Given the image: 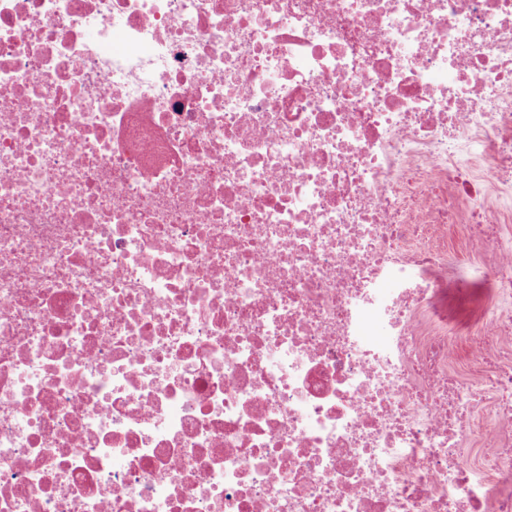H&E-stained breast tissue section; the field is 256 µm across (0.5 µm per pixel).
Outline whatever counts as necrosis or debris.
<instances>
[{"mask_svg":"<svg viewBox=\"0 0 512 512\" xmlns=\"http://www.w3.org/2000/svg\"><path fill=\"white\" fill-rule=\"evenodd\" d=\"M511 205L512 0H0V512H512Z\"/></svg>","mask_w":512,"mask_h":512,"instance_id":"4bbe7bcc","label":"necrosis or debris"}]
</instances>
